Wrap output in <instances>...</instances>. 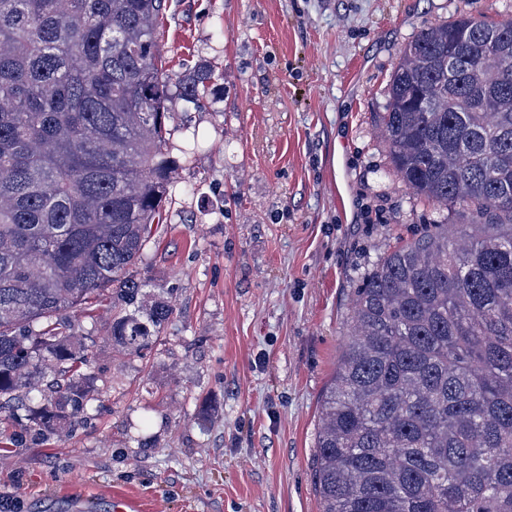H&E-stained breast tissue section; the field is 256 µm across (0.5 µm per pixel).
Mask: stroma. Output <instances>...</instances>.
Instances as JSON below:
<instances>
[{
    "instance_id": "stroma-1",
    "label": "stroma",
    "mask_w": 512,
    "mask_h": 512,
    "mask_svg": "<svg viewBox=\"0 0 512 512\" xmlns=\"http://www.w3.org/2000/svg\"><path fill=\"white\" fill-rule=\"evenodd\" d=\"M512 16V0H170L165 66L210 72L166 120L179 168L136 275L173 315L131 357L112 314L90 337L95 402L36 445L0 423V512H319L320 401L365 271L466 205L413 196L378 133L392 72L423 26Z\"/></svg>"
}]
</instances>
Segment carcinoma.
Instances as JSON below:
<instances>
[{"instance_id": "carcinoma-1", "label": "carcinoma", "mask_w": 512, "mask_h": 512, "mask_svg": "<svg viewBox=\"0 0 512 512\" xmlns=\"http://www.w3.org/2000/svg\"><path fill=\"white\" fill-rule=\"evenodd\" d=\"M168 0H0V421L48 437L95 401L63 315L112 303L107 340L151 348L172 308L139 315L132 268L167 222L175 101L157 41ZM380 132L420 198L464 203L380 256L352 302L323 395L321 512H512V18L423 27Z\"/></svg>"}]
</instances>
